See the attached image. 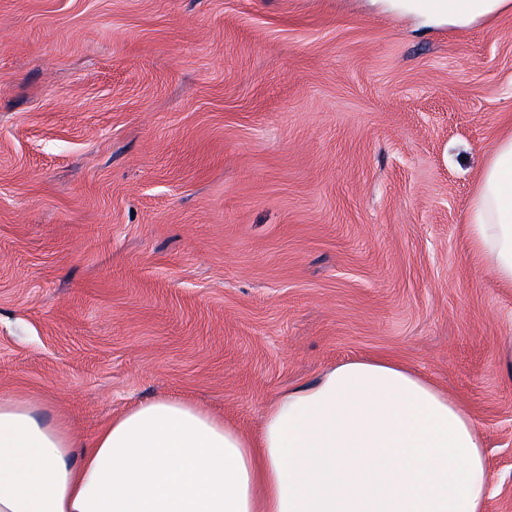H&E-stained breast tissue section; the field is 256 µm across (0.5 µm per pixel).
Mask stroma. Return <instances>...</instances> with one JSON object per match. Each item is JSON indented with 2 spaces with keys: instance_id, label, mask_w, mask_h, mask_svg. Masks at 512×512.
Listing matches in <instances>:
<instances>
[{
  "instance_id": "stroma-1",
  "label": "stroma",
  "mask_w": 512,
  "mask_h": 512,
  "mask_svg": "<svg viewBox=\"0 0 512 512\" xmlns=\"http://www.w3.org/2000/svg\"><path fill=\"white\" fill-rule=\"evenodd\" d=\"M512 123V12L0 0V397L82 443L180 398L257 435L354 358L466 405L512 512V286L464 214Z\"/></svg>"
}]
</instances>
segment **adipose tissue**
I'll return each mask as SVG.
<instances>
[{"label":"adipose tissue","instance_id":"adipose-tissue-1","mask_svg":"<svg viewBox=\"0 0 512 512\" xmlns=\"http://www.w3.org/2000/svg\"><path fill=\"white\" fill-rule=\"evenodd\" d=\"M466 28L512 0H387ZM467 231L512 285V130L489 154ZM36 402L0 398V512H487L491 473L467 407L385 359L336 365L281 395L253 439L158 398L85 451Z\"/></svg>","mask_w":512,"mask_h":512}]
</instances>
